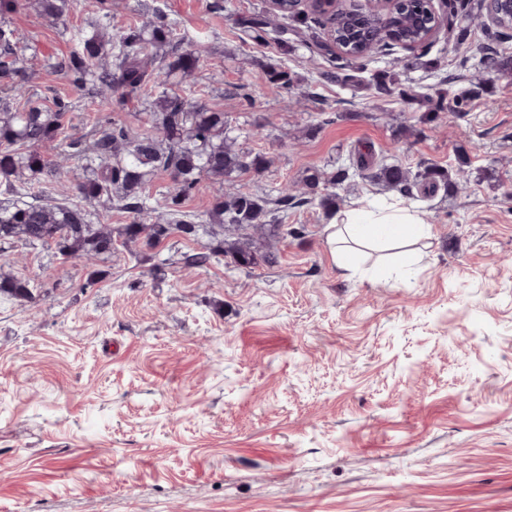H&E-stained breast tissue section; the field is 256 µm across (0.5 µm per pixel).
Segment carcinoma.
<instances>
[{"label":"carcinoma","mask_w":512,"mask_h":512,"mask_svg":"<svg viewBox=\"0 0 512 512\" xmlns=\"http://www.w3.org/2000/svg\"><path fill=\"white\" fill-rule=\"evenodd\" d=\"M25 2L52 19L60 18L66 8V0ZM417 11V0H408L388 24L395 30L404 29ZM109 24L111 15L107 13L79 29L78 49L54 67L72 77L77 86L92 82L109 91L117 88L138 96L149 109V129L133 133L114 121L98 131L88 145L70 143L84 172L74 184L56 154L69 104L59 99L51 111L31 99L22 105L11 101V97L25 94L27 74L21 56L26 47L19 45L12 30L0 27V92L4 93L0 97V186L16 196L9 204L0 202V244L53 246L65 259L95 261L112 254L119 243L127 246L142 240L154 246L177 231L186 238H210L202 250L184 255V263L190 267L206 266L227 252L245 266L269 257L251 250L248 241L225 250L219 231L261 229L273 240L281 238L287 230L272 223L271 217L288 209L297 196L286 186L261 196L225 187L234 173L264 172L269 160L262 154L241 151L238 138L243 128L231 125L224 120V113L211 112L185 94L182 80L198 68V51L182 47L175 25L163 16L149 25L121 30L105 41L101 29ZM158 172L167 173L174 185L164 223L153 220L154 207L146 195L148 183ZM374 177L384 188L399 192L409 191L420 179L432 189L442 183L456 189L460 185L445 171L415 173L395 163L380 164ZM203 179L224 188L204 217L181 209L182 201ZM43 180L62 193L75 191L87 205L51 204L35 197L25 200L31 186ZM322 185H336V177L327 178L318 169L306 175L308 193H316ZM100 200L132 214V223L118 228L94 223L96 211L89 206ZM2 294L27 301L33 297L31 281L0 275Z\"/></svg>","instance_id":"1"}]
</instances>
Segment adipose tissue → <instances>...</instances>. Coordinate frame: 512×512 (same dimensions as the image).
<instances>
[{
    "label": "adipose tissue",
    "mask_w": 512,
    "mask_h": 512,
    "mask_svg": "<svg viewBox=\"0 0 512 512\" xmlns=\"http://www.w3.org/2000/svg\"><path fill=\"white\" fill-rule=\"evenodd\" d=\"M329 241L338 266L350 268L351 255L357 245H391L395 266L409 269L415 255L408 242L424 237L426 222L418 213L406 208L392 210L356 209L336 216L331 223Z\"/></svg>",
    "instance_id": "ef3b65f1"
}]
</instances>
